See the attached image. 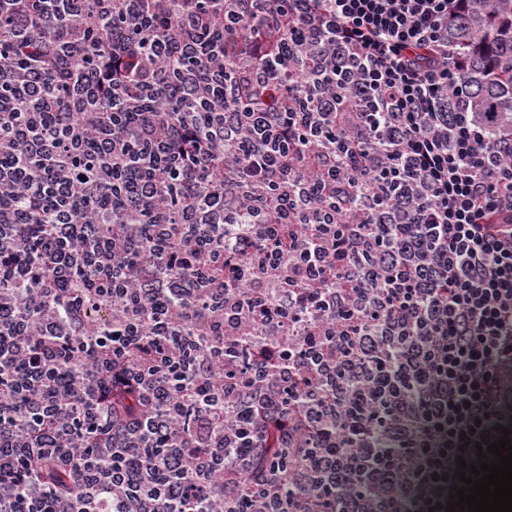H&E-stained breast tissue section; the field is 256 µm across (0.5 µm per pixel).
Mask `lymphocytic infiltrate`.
Here are the masks:
<instances>
[{"label":"lymphocytic infiltrate","instance_id":"obj_1","mask_svg":"<svg viewBox=\"0 0 512 512\" xmlns=\"http://www.w3.org/2000/svg\"><path fill=\"white\" fill-rule=\"evenodd\" d=\"M37 2L57 27H112L114 65L53 92L40 61L0 68V512H47L45 458L79 484L61 512H224L273 422L289 486L250 483L247 512H312L314 486L334 512L449 502L457 457L512 424V123L448 109L463 0H184L173 22ZM34 100L51 124L26 123ZM102 187L124 202L92 250ZM43 193L34 240L17 202ZM146 226L153 281L128 267ZM77 273L87 289L37 315ZM143 336L151 368L129 357ZM112 379L141 392L136 420L111 414Z\"/></svg>","mask_w":512,"mask_h":512}]
</instances>
